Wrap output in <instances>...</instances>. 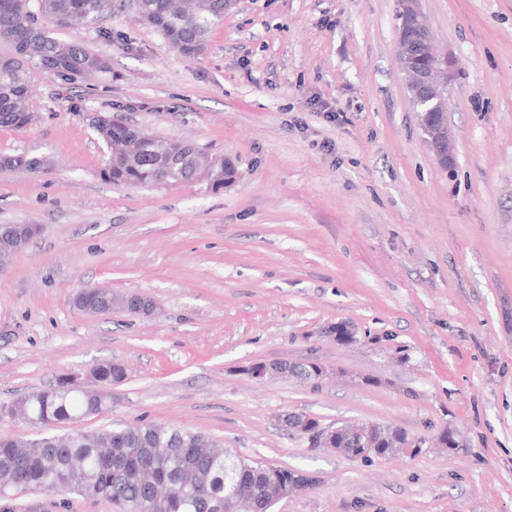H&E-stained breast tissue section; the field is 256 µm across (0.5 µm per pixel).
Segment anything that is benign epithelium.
Instances as JSON below:
<instances>
[{"mask_svg": "<svg viewBox=\"0 0 512 512\" xmlns=\"http://www.w3.org/2000/svg\"><path fill=\"white\" fill-rule=\"evenodd\" d=\"M397 55L406 86L412 90L414 108L437 115V120L426 132L425 141L439 166L453 168L456 154L452 134L446 120L448 83L457 77L452 56H441L432 49V36L428 21L419 8L418 0H397ZM426 58L434 60L429 69L417 65Z\"/></svg>", "mask_w": 512, "mask_h": 512, "instance_id": "7a95c632", "label": "benign epithelium"}]
</instances>
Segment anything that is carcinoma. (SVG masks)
Instances as JSON below:
<instances>
[{
	"label": "carcinoma",
	"mask_w": 512,
	"mask_h": 512,
	"mask_svg": "<svg viewBox=\"0 0 512 512\" xmlns=\"http://www.w3.org/2000/svg\"><path fill=\"white\" fill-rule=\"evenodd\" d=\"M0 0V43L11 52L0 54V127L24 128L34 113V73L66 80L92 81L110 70L108 59L80 43L53 36L75 22L100 25L112 15V0ZM49 21L44 25L42 20ZM138 20L159 31L185 57L206 50L209 34L224 20V0H142ZM109 149L102 170L104 180L120 185H157L167 171L182 181L197 179L193 155L197 145L142 139L138 128L103 120L95 127ZM49 165L44 156L29 154L0 158V167L29 174ZM86 305L106 312L133 301L129 311H147V296L112 295L99 288L80 293ZM102 390L74 388L68 380L30 393L11 403L14 413L25 414L40 431L33 443L0 438V498L27 490L73 491L87 498H102L120 505L123 512H217L214 504L239 485L251 488L255 512H264L268 498L289 489L307 490L311 478L302 470L254 464L227 456L208 435L157 424L118 425L93 432L58 435L55 427L78 416H99L112 408V385L124 380L122 364L97 365ZM289 434L311 448H333L336 453L371 461L406 448L417 453L424 439L377 422L323 425L304 412L286 415ZM155 474L154 483L139 479L141 470Z\"/></svg>",
	"instance_id": "1"
}]
</instances>
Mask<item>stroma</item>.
<instances>
[{
    "label": "stroma",
    "mask_w": 512,
    "mask_h": 512,
    "mask_svg": "<svg viewBox=\"0 0 512 512\" xmlns=\"http://www.w3.org/2000/svg\"><path fill=\"white\" fill-rule=\"evenodd\" d=\"M456 145L442 171L396 56V0H239L189 60L129 0L103 29L57 36L108 59L93 84L34 76L36 119L0 128V224L40 232L0 274V406L104 361L112 409L60 434L144 420L199 431L313 479L275 512H512V0H420ZM236 159L214 191L115 185L84 115ZM86 287L152 298L149 317L89 314ZM349 321L358 341L325 335ZM316 362L319 384L248 374ZM375 421L433 447L368 464L308 447L281 419ZM0 512H119L34 490ZM48 165L49 160L44 156L22 154L0 158V167L22 170L29 174L44 172Z\"/></svg>",
    "instance_id": "stroma-1"
}]
</instances>
